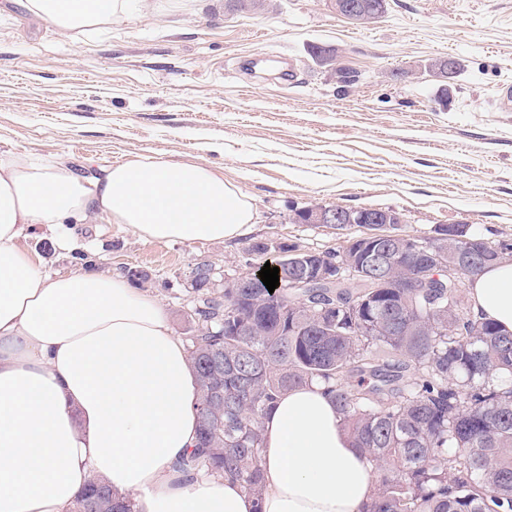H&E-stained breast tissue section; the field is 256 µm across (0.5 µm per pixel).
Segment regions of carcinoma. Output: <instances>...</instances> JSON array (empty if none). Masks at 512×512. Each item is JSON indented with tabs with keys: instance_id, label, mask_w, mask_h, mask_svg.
I'll use <instances>...</instances> for the list:
<instances>
[{
	"instance_id": "1",
	"label": "carcinoma",
	"mask_w": 512,
	"mask_h": 512,
	"mask_svg": "<svg viewBox=\"0 0 512 512\" xmlns=\"http://www.w3.org/2000/svg\"><path fill=\"white\" fill-rule=\"evenodd\" d=\"M268 0H224L229 11L254 12ZM313 60L336 68V51L311 47ZM390 257L409 270L380 288L381 270L335 286L290 287L284 266L269 292L210 289V269L197 267L194 314L201 328L188 338L198 381L195 448L175 468H201L239 480L262 495L261 422L277 396L318 381L336 402L354 446L382 473L366 512H512V333L459 309L465 281L495 260L483 237L462 224L435 229L448 263L459 252L470 266L449 280L417 240L376 228ZM413 378L405 377L408 368ZM220 401L210 400L214 390ZM75 512H134L128 498L91 480Z\"/></svg>"
}]
</instances>
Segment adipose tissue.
<instances>
[{
	"mask_svg": "<svg viewBox=\"0 0 512 512\" xmlns=\"http://www.w3.org/2000/svg\"><path fill=\"white\" fill-rule=\"evenodd\" d=\"M58 27L99 24L115 0H27ZM97 216L154 240L245 234L249 199L204 164L130 160L88 180L56 160L0 159V512H73L90 478L137 512H366L372 463L317 383L280 396L261 423V502L235 479L185 476L195 376L151 293L78 269L50 276L18 244L41 224L71 237ZM476 316L512 332V262L473 281Z\"/></svg>",
	"mask_w": 512,
	"mask_h": 512,
	"instance_id": "ef3b65f1",
	"label": "adipose tissue"
}]
</instances>
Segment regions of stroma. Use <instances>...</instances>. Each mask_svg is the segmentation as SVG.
Instances as JSON below:
<instances>
[{
  "instance_id": "obj_1",
  "label": "stroma",
  "mask_w": 512,
  "mask_h": 512,
  "mask_svg": "<svg viewBox=\"0 0 512 512\" xmlns=\"http://www.w3.org/2000/svg\"><path fill=\"white\" fill-rule=\"evenodd\" d=\"M263 13L224 0H127L104 23L63 30L0 0V157L58 160L82 177L140 157L202 162L250 200L247 235L206 244L139 237L99 219L62 246L37 225L19 241L51 275L121 276L167 310L176 336L196 329L197 263L245 266L270 239L340 251L362 227L297 224L314 204L392 209L422 240L465 224L512 243V0H389L376 22L331 0H271ZM334 48L340 83L309 55ZM453 58L449 83L424 69Z\"/></svg>"
}]
</instances>
